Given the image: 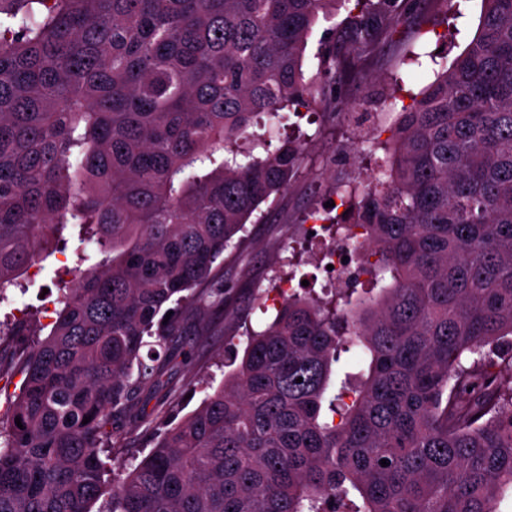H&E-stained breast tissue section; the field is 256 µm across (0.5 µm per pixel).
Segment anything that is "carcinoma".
Returning a JSON list of instances; mask_svg holds the SVG:
<instances>
[{"instance_id":"cac0c4a2","label":"carcinoma","mask_w":512,"mask_h":512,"mask_svg":"<svg viewBox=\"0 0 512 512\" xmlns=\"http://www.w3.org/2000/svg\"><path fill=\"white\" fill-rule=\"evenodd\" d=\"M345 2L0 0V296L66 225L89 245L0 414V512L512 500V0H483L368 188L340 183L351 223L336 233L367 235V285L288 298L223 385L109 476L118 428L143 423L141 394L160 387L155 362L189 345L162 309L236 301L217 262L300 170L309 142L275 147L269 127L426 22L427 0H355L307 81L308 36ZM343 354L359 376L327 401Z\"/></svg>"}]
</instances>
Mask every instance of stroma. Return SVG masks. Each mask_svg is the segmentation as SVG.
Here are the masks:
<instances>
[{
    "label": "stroma",
    "mask_w": 512,
    "mask_h": 512,
    "mask_svg": "<svg viewBox=\"0 0 512 512\" xmlns=\"http://www.w3.org/2000/svg\"><path fill=\"white\" fill-rule=\"evenodd\" d=\"M484 4L482 0H448L444 7H432L428 20L431 28L442 29V36L422 38L416 36L414 26H407L397 45L385 48L368 65L370 79L366 85L355 89L360 112H386L390 105L385 96L394 84L416 93L423 87V80L414 75L416 66L412 54L441 56L444 63H451L477 32ZM345 11L336 16L318 20L304 51L305 77L319 73L320 58L345 19ZM315 122L306 118L289 116V125L299 128L310 139L311 151L301 172L287 191L263 203L261 221H248L240 257L225 261L224 279L240 290V299L225 311L211 310L196 315L190 322L192 346L189 356L178 365H163V387L158 393H144L147 411L159 413L153 423L127 434L115 451L118 461L140 455L150 448L163 421L178 422L199 406L205 396L204 384L219 385L231 370L225 358L227 343H234L237 351H244L249 329H260L269 323L272 313L257 308L260 297L272 285L276 276L285 268V257H293L300 264L314 260L307 247H291V225L301 223L311 208L326 203L333 196L337 183L347 180L368 181L375 163L365 156H355L346 165L332 164L330 157L337 150H352L356 136L376 138L377 128L337 122L331 113L330 102L315 105ZM64 237L68 244L64 251L47 250L39 261L37 274H24L18 286L9 288L8 298L0 302V322L13 323L36 314L42 333H49L59 308V276L64 269H79L78 248L80 227L67 225Z\"/></svg>",
    "instance_id": "stroma-1"
}]
</instances>
